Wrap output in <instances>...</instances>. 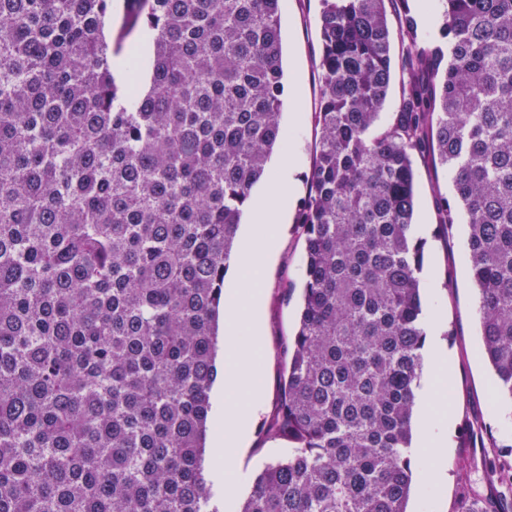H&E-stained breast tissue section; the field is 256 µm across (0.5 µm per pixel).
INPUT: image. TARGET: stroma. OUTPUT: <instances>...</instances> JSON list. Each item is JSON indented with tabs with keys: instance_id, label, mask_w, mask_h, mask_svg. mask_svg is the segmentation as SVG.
Listing matches in <instances>:
<instances>
[{
	"instance_id": "obj_1",
	"label": "stroma",
	"mask_w": 512,
	"mask_h": 512,
	"mask_svg": "<svg viewBox=\"0 0 512 512\" xmlns=\"http://www.w3.org/2000/svg\"><path fill=\"white\" fill-rule=\"evenodd\" d=\"M320 0H282L281 30L285 95L282 123L290 131L287 155L296 156L298 171L292 190L281 193L275 205L285 217L277 251L264 268L262 296L264 349L259 371L265 386L264 408L251 426L246 448L234 458L240 477L239 497H246L252 482L267 464L288 454L289 443L270 437L268 423L279 413L282 381L288 373V348L295 333L301 288L304 283L305 239L297 222L307 194L315 142L318 138L314 112L319 102ZM415 222L424 229L425 265L420 275L425 313H439L443 350L452 360L448 395L453 418L448 446L438 477L425 482L428 454L413 449L414 485L409 512H460L469 493L495 500L499 485L487 474L486 461L496 454L476 436L492 432L500 441L512 440V418L491 407L494 375L479 353L477 294L470 281L465 224L440 228L444 200L454 199V187L445 168L429 154H417Z\"/></svg>"
}]
</instances>
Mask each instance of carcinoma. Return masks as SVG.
<instances>
[{
    "label": "carcinoma",
    "mask_w": 512,
    "mask_h": 512,
    "mask_svg": "<svg viewBox=\"0 0 512 512\" xmlns=\"http://www.w3.org/2000/svg\"><path fill=\"white\" fill-rule=\"evenodd\" d=\"M407 14L320 0V136L298 224L303 304L273 437L239 512H407L426 332L415 153L466 216L480 354L512 403V0ZM281 0H0V512H218L203 453L224 275L288 144ZM131 75L119 85L112 59ZM512 490V461L490 463ZM424 0H393L389 4L387 3V14L389 20V26L391 29L392 39V53L394 59V77L391 85L389 97L381 119L379 122L378 129L386 127L392 120L394 112H398V106L401 96V73L400 63L403 55V43L399 36V25L400 19L404 14L410 10V14L417 19L418 31L420 35V41L424 44H433L439 37V25H440V6L439 2H432L431 10V22L424 24L419 19V11L424 9Z\"/></svg>",
    "instance_id": "obj_1"
}]
</instances>
